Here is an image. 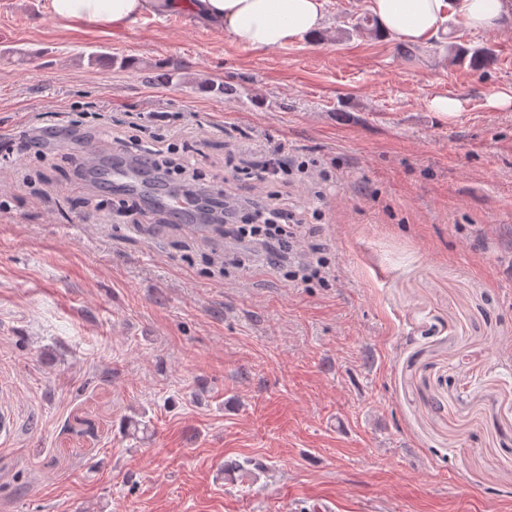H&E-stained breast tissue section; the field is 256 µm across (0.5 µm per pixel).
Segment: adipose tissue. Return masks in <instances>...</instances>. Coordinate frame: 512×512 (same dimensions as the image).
I'll use <instances>...</instances> for the list:
<instances>
[{"label":"adipose tissue","instance_id":"adipose-tissue-1","mask_svg":"<svg viewBox=\"0 0 512 512\" xmlns=\"http://www.w3.org/2000/svg\"><path fill=\"white\" fill-rule=\"evenodd\" d=\"M161 7L189 10L255 49L315 40L325 28V0H47L66 27L116 28ZM371 11L386 37L421 45L446 30L453 17L477 31L495 28L512 14V0H371Z\"/></svg>","mask_w":512,"mask_h":512}]
</instances>
